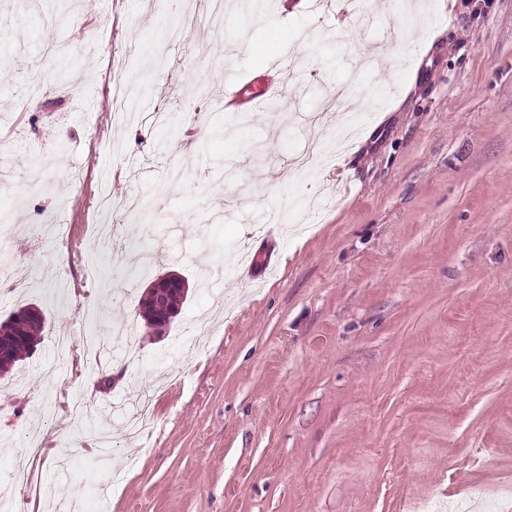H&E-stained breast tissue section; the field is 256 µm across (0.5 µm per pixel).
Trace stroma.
<instances>
[{
	"mask_svg": "<svg viewBox=\"0 0 512 512\" xmlns=\"http://www.w3.org/2000/svg\"><path fill=\"white\" fill-rule=\"evenodd\" d=\"M369 2L264 0L254 23L228 0L217 38L209 0H0V218L63 227L0 252L28 268L0 321L46 316L0 376L23 512H512V0ZM272 59L292 65L276 97L225 114ZM345 80L357 129L308 124ZM120 92L135 121L106 112ZM341 137L301 179L306 143ZM107 191L135 200L123 265L94 244ZM170 271L188 292L155 337L140 300ZM92 290L112 349L45 382Z\"/></svg>",
	"mask_w": 512,
	"mask_h": 512,
	"instance_id": "obj_1",
	"label": "stroma"
}]
</instances>
